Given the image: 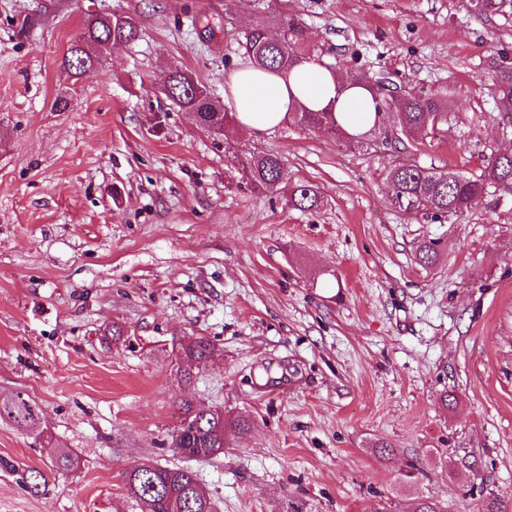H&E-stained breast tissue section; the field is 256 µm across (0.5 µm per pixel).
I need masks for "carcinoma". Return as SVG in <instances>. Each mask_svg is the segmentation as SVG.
Wrapping results in <instances>:
<instances>
[{"instance_id": "obj_1", "label": "carcinoma", "mask_w": 512, "mask_h": 512, "mask_svg": "<svg viewBox=\"0 0 512 512\" xmlns=\"http://www.w3.org/2000/svg\"><path fill=\"white\" fill-rule=\"evenodd\" d=\"M512 0H470V8L479 16L506 15V6ZM280 33L272 38L264 23H257L244 34L253 66L268 70L291 69L306 55L305 27L291 15L277 19ZM139 37V25L132 15H114L108 23L96 16L88 19L79 36L70 45L64 57V66L77 79L93 75L102 66V57L96 55L101 43L128 44ZM499 97L506 105L512 104V53L502 48L490 59ZM167 95L180 107L196 112L204 120V128L223 133L234 122V116L224 111L206 86L194 81L187 73L173 71L168 78ZM378 122L403 138H416L425 126L439 115L448 116L440 99L433 95L402 94L394 103L382 95L375 97ZM291 118L303 127L337 134L340 126L330 112H311L300 109ZM243 180L255 189L275 190L282 182V162L275 153L261 152L241 162ZM391 202L406 213L423 212L434 218L449 217L470 211L487 198L512 188V157L495 152L485 160L479 175L470 177L448 170L424 168L418 165H398L387 174ZM288 202L301 210H312L320 203V191L312 185H298L288 189ZM214 345L206 339L182 348L184 376L190 370L208 361ZM183 420L173 432L174 452L191 459H207L224 452L228 435L248 430L244 419H226L219 409L182 403ZM0 420L8 421L22 432L39 439L44 434L41 410L35 400L16 392L0 396ZM0 469L12 474L18 485L32 495L42 493L47 484L46 473L7 458L0 457ZM125 487L141 512H215L214 500L188 467H164L137 464L125 471Z\"/></svg>"}]
</instances>
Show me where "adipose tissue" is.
Here are the masks:
<instances>
[{
    "mask_svg": "<svg viewBox=\"0 0 512 512\" xmlns=\"http://www.w3.org/2000/svg\"><path fill=\"white\" fill-rule=\"evenodd\" d=\"M224 100L233 104L239 129L251 137L271 132L301 107L334 113L351 135L377 120L376 102L365 83L341 77L314 57L289 71L239 67L224 81Z\"/></svg>",
    "mask_w": 512,
    "mask_h": 512,
    "instance_id": "adipose-tissue-1",
    "label": "adipose tissue"
}]
</instances>
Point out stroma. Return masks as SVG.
<instances>
[{"mask_svg":"<svg viewBox=\"0 0 512 512\" xmlns=\"http://www.w3.org/2000/svg\"><path fill=\"white\" fill-rule=\"evenodd\" d=\"M110 12L135 15L138 40L73 80L64 55ZM282 13L336 71L446 100L447 125L402 145L289 120L225 137L166 96L179 68L223 98L246 28L277 32ZM501 48L512 14L468 0H0V394H28L48 430L0 421V457L76 460L37 496L0 471V512H140L138 463L193 469L218 512H512V194L435 219L386 182L399 164L471 176L512 144ZM259 151L319 208L245 184ZM201 338L214 353L188 382L175 354ZM184 400L251 428L184 458ZM495 77V86L499 97L511 108L512 104V53L500 49L490 59ZM288 202L301 210H312L320 203V191L312 185H298L288 189Z\"/></svg>","mask_w":512,"mask_h":512,"instance_id":"35a3bbf8","label":"stroma"}]
</instances>
